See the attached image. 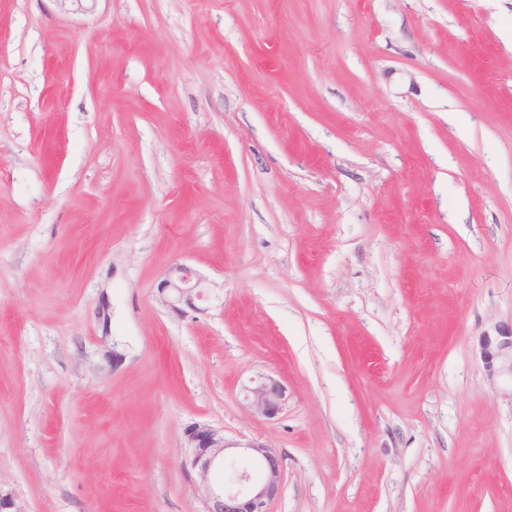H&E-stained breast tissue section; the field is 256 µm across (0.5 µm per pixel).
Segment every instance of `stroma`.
<instances>
[{"label": "stroma", "instance_id": "35a3bbf8", "mask_svg": "<svg viewBox=\"0 0 512 512\" xmlns=\"http://www.w3.org/2000/svg\"><path fill=\"white\" fill-rule=\"evenodd\" d=\"M511 321L512 0H0L24 512H203L195 422L278 449L272 512H512ZM159 288L165 304L175 309L176 302L191 304L194 291L197 297H201L202 288L206 287L203 279L189 267L177 264L167 270ZM479 349L489 377L504 370L512 376V322L510 326L496 324L492 332L484 333L479 339ZM243 406L253 414L275 419L288 399V389L278 378L260 374L244 388Z\"/></svg>", "mask_w": 512, "mask_h": 512}]
</instances>
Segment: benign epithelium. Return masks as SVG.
Here are the masks:
<instances>
[{
  "mask_svg": "<svg viewBox=\"0 0 512 512\" xmlns=\"http://www.w3.org/2000/svg\"><path fill=\"white\" fill-rule=\"evenodd\" d=\"M202 288L203 279L182 264L169 268L160 283L163 301L172 309L181 301L191 303ZM479 349L489 377L504 370L512 373V325H495L480 337ZM243 399L251 413L272 420L282 412L288 389L280 379L261 374L244 388ZM184 441L189 448L184 467L194 474L204 512H270L283 489V461L276 448L258 440L230 441L224 429L204 422L187 426ZM228 466L230 475L215 483L213 473Z\"/></svg>",
  "mask_w": 512,
  "mask_h": 512,
  "instance_id": "obj_1",
  "label": "benign epithelium"
}]
</instances>
